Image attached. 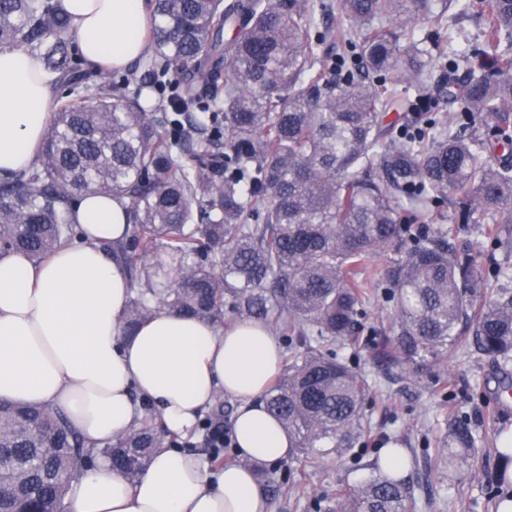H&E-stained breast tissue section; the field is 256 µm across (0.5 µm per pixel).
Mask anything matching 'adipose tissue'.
Returning <instances> with one entry per match:
<instances>
[{
    "instance_id": "ef3b65f1",
    "label": "adipose tissue",
    "mask_w": 512,
    "mask_h": 512,
    "mask_svg": "<svg viewBox=\"0 0 512 512\" xmlns=\"http://www.w3.org/2000/svg\"><path fill=\"white\" fill-rule=\"evenodd\" d=\"M78 51L93 70L137 62L151 27L146 0H60ZM53 87L39 60L0 50V176L36 165L50 122ZM82 243L34 261L0 258V400L44 405L91 443L113 442L134 425L142 402L156 405L164 429L195 435L217 395L238 404L236 451L255 463L287 458L292 442L262 402L282 370L274 339L258 325L229 328L155 310L123 336L129 279L100 247L118 240L126 214L109 193L89 191L70 209ZM254 473L209 471L192 452L160 448L136 484L103 460L69 483L62 512H266Z\"/></svg>"
}]
</instances>
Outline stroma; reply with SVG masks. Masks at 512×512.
<instances>
[{
  "instance_id": "35a3bbf8",
  "label": "stroma",
  "mask_w": 512,
  "mask_h": 512,
  "mask_svg": "<svg viewBox=\"0 0 512 512\" xmlns=\"http://www.w3.org/2000/svg\"><path fill=\"white\" fill-rule=\"evenodd\" d=\"M348 362L358 370L377 377L378 398L367 401L364 419L373 429L376 448H402L409 464L403 474L412 488L413 512H497L485 497L493 486L501 459L497 453L500 431H512V406L505 408L498 398L499 379L512 375V361L449 351L448 395L432 392L430 377H407L399 365H389L370 346H343ZM467 418L484 435L485 445L464 474L449 476L437 468L438 440L449 414ZM273 477L264 490L269 512H334L339 489L364 478L363 460L347 449L317 460L290 456L272 466ZM295 481V494H278L282 479Z\"/></svg>"
}]
</instances>
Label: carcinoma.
I'll use <instances>...</instances> for the list:
<instances>
[{"label": "carcinoma", "instance_id": "cac0c4a2", "mask_svg": "<svg viewBox=\"0 0 512 512\" xmlns=\"http://www.w3.org/2000/svg\"><path fill=\"white\" fill-rule=\"evenodd\" d=\"M150 68L121 86L76 60L59 0H0V50L38 55L67 88L31 171L0 178V256L42 260L77 237L79 194L121 200L126 229L101 247L133 296L132 333L155 308L202 321L259 323L281 337L286 372L269 414L304 458L368 450V376L336 343L360 342L364 308L384 282L395 303L383 357L416 377L448 350L512 360V288L485 253H512V0H339L325 26L309 0H150ZM476 18L480 47L456 50L448 12ZM430 20L418 37L410 22ZM233 33L225 38V32ZM352 49L335 63L319 44ZM438 59L465 70L430 86ZM458 107L448 116L445 107ZM428 112L397 126L392 112ZM448 201L455 224H479L458 251L439 229L416 240L412 219ZM392 255L384 272L371 259ZM217 466L224 401L201 422ZM482 433L448 419L437 464L469 469ZM172 446L144 407L124 439L87 443L65 416L0 401V512H59L79 464L104 458L135 483L153 449ZM369 474L338 493L339 512H412L407 483Z\"/></svg>", "mask_w": 512, "mask_h": 512}]
</instances>
